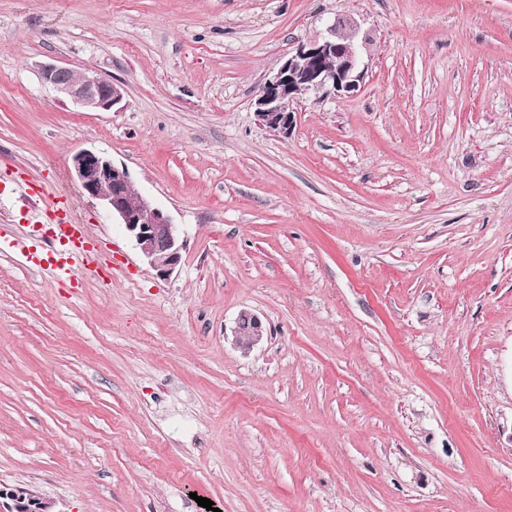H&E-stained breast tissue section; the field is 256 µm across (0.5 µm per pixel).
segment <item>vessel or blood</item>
<instances>
[{
  "label": "vessel or blood",
  "instance_id": "b4317fda",
  "mask_svg": "<svg viewBox=\"0 0 512 512\" xmlns=\"http://www.w3.org/2000/svg\"><path fill=\"white\" fill-rule=\"evenodd\" d=\"M29 193L36 201L48 202L51 216L48 223L32 225L24 232L25 245L16 255L17 261L58 279L96 265V252L85 226L67 220L62 198H48L45 188L36 184L30 185Z\"/></svg>",
  "mask_w": 512,
  "mask_h": 512
}]
</instances>
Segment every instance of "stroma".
I'll return each instance as SVG.
<instances>
[{
    "label": "stroma",
    "mask_w": 512,
    "mask_h": 512,
    "mask_svg": "<svg viewBox=\"0 0 512 512\" xmlns=\"http://www.w3.org/2000/svg\"><path fill=\"white\" fill-rule=\"evenodd\" d=\"M339 14L359 89L260 127L262 77ZM47 63L123 99L81 110ZM84 149L180 225L170 272L83 194ZM32 183L112 278L0 258V483L58 512H512V0H0L6 239ZM41 76L57 95L85 111L110 110L123 98L122 88L95 70L46 64ZM233 336L235 344L243 350L257 346L264 336V327L259 316L252 311L242 310L236 318Z\"/></svg>",
    "instance_id": "35a3bbf8"
}]
</instances>
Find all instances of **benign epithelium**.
Returning <instances> with one entry per match:
<instances>
[{
    "label": "benign epithelium",
    "instance_id": "7a95c632",
    "mask_svg": "<svg viewBox=\"0 0 512 512\" xmlns=\"http://www.w3.org/2000/svg\"><path fill=\"white\" fill-rule=\"evenodd\" d=\"M359 31L360 24L354 17L337 16L322 36L298 42L259 84L253 102L259 125L287 137L296 123L293 104L303 93L345 96L357 91L363 78ZM41 76L57 95L85 111H107L123 98L122 88L95 70L46 64ZM71 165L83 193L125 227L150 267L167 273L180 262L184 240L179 226L150 198L132 194L127 167L91 149L76 153ZM233 336L243 350L257 346L264 336L259 316L241 311ZM2 499L6 500L7 512H54L51 502L24 484H0Z\"/></svg>",
    "mask_w": 512,
    "mask_h": 512
}]
</instances>
